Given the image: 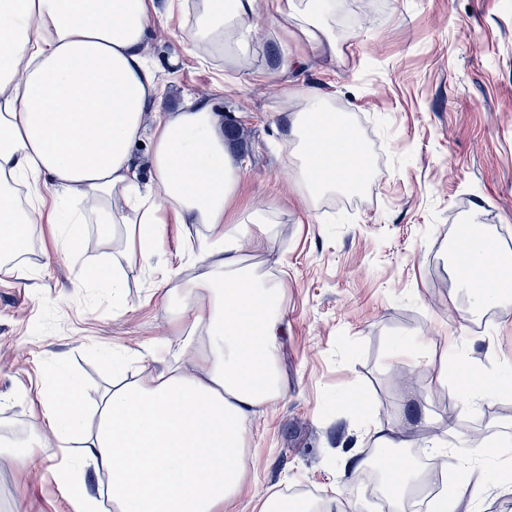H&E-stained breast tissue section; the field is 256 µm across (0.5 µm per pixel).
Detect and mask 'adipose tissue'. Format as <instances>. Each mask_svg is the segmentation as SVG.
Returning a JSON list of instances; mask_svg holds the SVG:
<instances>
[{"instance_id": "1", "label": "adipose tissue", "mask_w": 512, "mask_h": 512, "mask_svg": "<svg viewBox=\"0 0 512 512\" xmlns=\"http://www.w3.org/2000/svg\"><path fill=\"white\" fill-rule=\"evenodd\" d=\"M330 0H196L189 36L222 53L245 50L262 21H295L310 50L335 47ZM175 0H0V256L16 258L37 225H51L58 250L77 256L84 225H99L125 255L153 269L168 221L203 224L188 249L199 273L175 310L181 338L161 368L141 367L124 350L130 381L100 395L96 426L86 423L80 389L52 374L37 401L47 425L0 457L33 467L44 449L70 457L57 470L74 512H231L246 474L241 434L283 391L277 369L284 313L280 290L244 263L267 247L275 215L232 212L240 169L224 143L222 118L201 98L169 111L146 58L151 27ZM294 112H274L270 129L286 147V166L308 210L369 178L359 138L336 117L320 88L297 89ZM152 128L150 177L141 180L132 147ZM454 274L473 312L502 289L483 242ZM467 480L442 489L433 512L477 499L500 455L495 439L471 443ZM106 476L83 490L84 470ZM392 512L423 482L404 456L389 469Z\"/></svg>"}]
</instances>
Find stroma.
<instances>
[{
  "label": "stroma",
  "instance_id": "stroma-1",
  "mask_svg": "<svg viewBox=\"0 0 512 512\" xmlns=\"http://www.w3.org/2000/svg\"><path fill=\"white\" fill-rule=\"evenodd\" d=\"M331 14V60L266 22L246 56L204 47L198 63L184 51L190 5L148 41L166 107L198 96L240 122L250 154L239 161L236 209L278 217L269 246L246 261L282 290L278 370L287 389L245 431L249 466L234 512L300 495L325 512H350L338 495L347 486L361 512H374L364 483L374 446L364 425L373 419L395 426L407 454L440 479L469 464L473 436L492 434L512 452V300L485 321L469 314L450 250L456 225L476 211L512 256V0H335ZM281 38L301 62L273 74L267 48ZM302 85L329 97L373 170L355 195L321 200L311 218L268 123L293 107ZM163 251L154 271L122 263L117 298L80 285V264L113 261L94 224L84 227L78 260L56 251L44 224L22 257L37 277L0 268V442L31 435L36 392L56 369L78 382L91 410L112 380V354L138 349L143 365L158 367V344L180 332L177 291L194 274L180 225H167ZM397 347L447 362V386L426 364L394 356ZM493 377L505 390L462 409L458 390ZM427 412L453 425L448 455L425 446ZM58 462L46 458L33 472L0 460V512H73L54 477Z\"/></svg>",
  "mask_w": 512,
  "mask_h": 512
}]
</instances>
